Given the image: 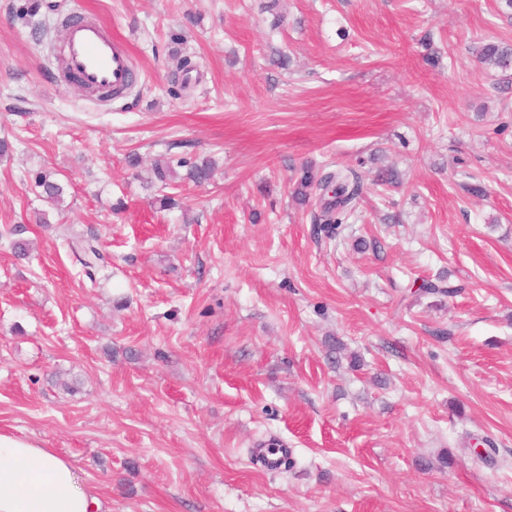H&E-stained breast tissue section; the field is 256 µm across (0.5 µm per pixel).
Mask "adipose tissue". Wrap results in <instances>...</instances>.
<instances>
[{"instance_id": "ef3b65f1", "label": "adipose tissue", "mask_w": 512, "mask_h": 512, "mask_svg": "<svg viewBox=\"0 0 512 512\" xmlns=\"http://www.w3.org/2000/svg\"><path fill=\"white\" fill-rule=\"evenodd\" d=\"M66 459L33 438L0 433V512H92Z\"/></svg>"}]
</instances>
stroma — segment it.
<instances>
[{
  "label": "stroma",
  "mask_w": 512,
  "mask_h": 512,
  "mask_svg": "<svg viewBox=\"0 0 512 512\" xmlns=\"http://www.w3.org/2000/svg\"><path fill=\"white\" fill-rule=\"evenodd\" d=\"M78 4L128 42L126 96L57 78ZM488 41L512 44L503 0H0V432L99 512H512V76ZM307 165L360 182L334 231L294 197ZM440 276L461 293L420 291ZM477 61L487 68H494L503 73L512 69V45L487 42L472 48ZM39 195L51 208H59L63 203V187L51 173H41L36 178ZM281 447L282 445L276 443H263L258 448H253V466L268 472L279 471L288 458V448Z\"/></svg>",
  "instance_id": "stroma-1"
}]
</instances>
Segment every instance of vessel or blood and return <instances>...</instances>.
<instances>
[{
    "label": "vessel or blood",
    "instance_id": "vessel-or-blood-1",
    "mask_svg": "<svg viewBox=\"0 0 512 512\" xmlns=\"http://www.w3.org/2000/svg\"><path fill=\"white\" fill-rule=\"evenodd\" d=\"M65 35L61 46L64 67L89 88L126 92L134 68L132 53L122 38L107 26L90 19L83 8L61 20ZM288 458L287 449L264 443L253 449L252 464L268 472L279 471Z\"/></svg>",
    "mask_w": 512,
    "mask_h": 512
}]
</instances>
